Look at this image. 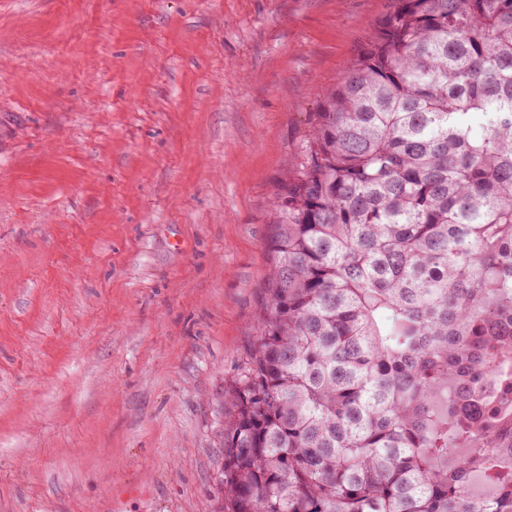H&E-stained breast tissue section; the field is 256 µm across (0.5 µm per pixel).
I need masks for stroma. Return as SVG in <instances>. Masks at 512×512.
Returning <instances> with one entry per match:
<instances>
[{"label": "stroma", "mask_w": 512, "mask_h": 512, "mask_svg": "<svg viewBox=\"0 0 512 512\" xmlns=\"http://www.w3.org/2000/svg\"><path fill=\"white\" fill-rule=\"evenodd\" d=\"M391 0H0V512H225L272 206Z\"/></svg>", "instance_id": "35a3bbf8"}]
</instances>
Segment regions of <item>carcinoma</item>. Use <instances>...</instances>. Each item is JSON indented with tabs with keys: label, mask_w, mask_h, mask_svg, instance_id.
<instances>
[{
	"label": "carcinoma",
	"mask_w": 512,
	"mask_h": 512,
	"mask_svg": "<svg viewBox=\"0 0 512 512\" xmlns=\"http://www.w3.org/2000/svg\"><path fill=\"white\" fill-rule=\"evenodd\" d=\"M272 216L229 512H512V0H394Z\"/></svg>",
	"instance_id": "carcinoma-1"
}]
</instances>
